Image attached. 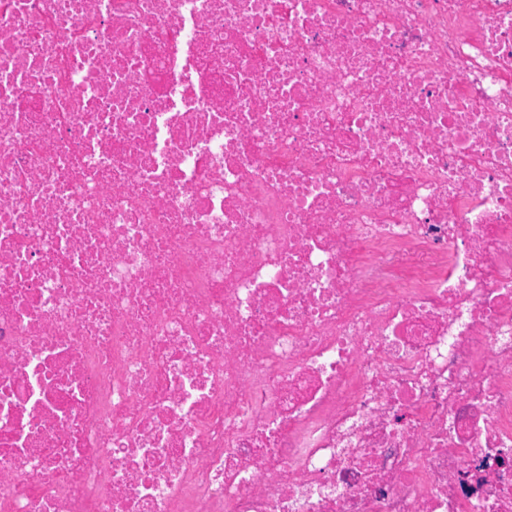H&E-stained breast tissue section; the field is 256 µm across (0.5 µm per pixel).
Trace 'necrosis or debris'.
<instances>
[{"label": "necrosis or debris", "instance_id": "obj_1", "mask_svg": "<svg viewBox=\"0 0 512 512\" xmlns=\"http://www.w3.org/2000/svg\"><path fill=\"white\" fill-rule=\"evenodd\" d=\"M0 512H512V0H0Z\"/></svg>", "mask_w": 512, "mask_h": 512}]
</instances>
